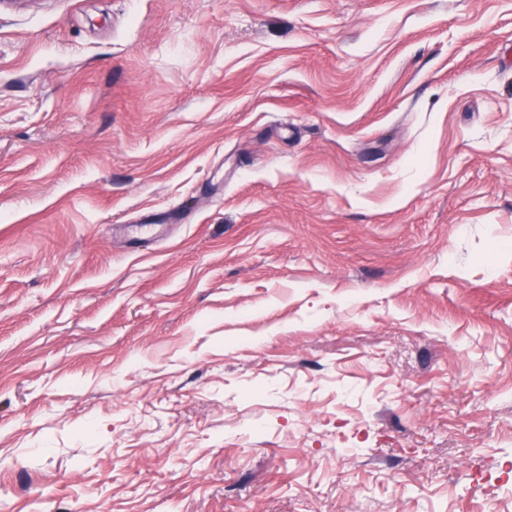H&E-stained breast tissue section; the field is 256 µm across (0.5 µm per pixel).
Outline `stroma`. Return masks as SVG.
<instances>
[{
    "mask_svg": "<svg viewBox=\"0 0 512 512\" xmlns=\"http://www.w3.org/2000/svg\"><path fill=\"white\" fill-rule=\"evenodd\" d=\"M492 497L512 0H5L0 512Z\"/></svg>",
    "mask_w": 512,
    "mask_h": 512,
    "instance_id": "35a3bbf8",
    "label": "stroma"
}]
</instances>
